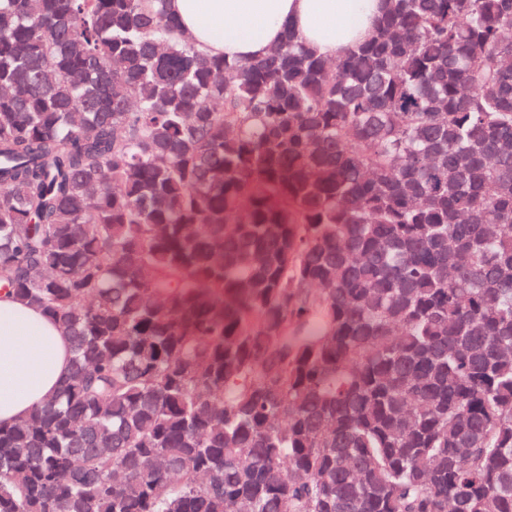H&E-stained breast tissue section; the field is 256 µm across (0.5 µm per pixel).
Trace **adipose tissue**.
<instances>
[{
  "instance_id": "1",
  "label": "adipose tissue",
  "mask_w": 512,
  "mask_h": 512,
  "mask_svg": "<svg viewBox=\"0 0 512 512\" xmlns=\"http://www.w3.org/2000/svg\"><path fill=\"white\" fill-rule=\"evenodd\" d=\"M168 7L212 56H262L289 25L311 49L334 58L369 37L383 0H168ZM72 356L53 319L0 293V424L55 395Z\"/></svg>"
}]
</instances>
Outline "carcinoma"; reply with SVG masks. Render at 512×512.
Here are the masks:
<instances>
[{
  "mask_svg": "<svg viewBox=\"0 0 512 512\" xmlns=\"http://www.w3.org/2000/svg\"><path fill=\"white\" fill-rule=\"evenodd\" d=\"M0 0V290L72 345L0 512H512V0L336 58Z\"/></svg>",
  "mask_w": 512,
  "mask_h": 512,
  "instance_id": "carcinoma-1",
  "label": "carcinoma"
}]
</instances>
